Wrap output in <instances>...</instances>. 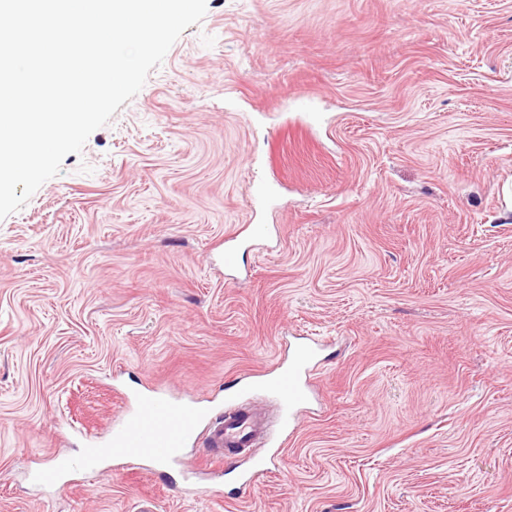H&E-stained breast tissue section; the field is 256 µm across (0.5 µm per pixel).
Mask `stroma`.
Wrapping results in <instances>:
<instances>
[{"instance_id":"obj_1","label":"stroma","mask_w":512,"mask_h":512,"mask_svg":"<svg viewBox=\"0 0 512 512\" xmlns=\"http://www.w3.org/2000/svg\"><path fill=\"white\" fill-rule=\"evenodd\" d=\"M301 336L322 408L253 489L229 466L219 497L173 492L176 466L33 483L105 445L118 392L217 411ZM145 499L512 512V0H207L0 220V512Z\"/></svg>"}]
</instances>
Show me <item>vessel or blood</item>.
Instances as JSON below:
<instances>
[{
	"label": "vessel or blood",
	"mask_w": 512,
	"mask_h": 512,
	"mask_svg": "<svg viewBox=\"0 0 512 512\" xmlns=\"http://www.w3.org/2000/svg\"><path fill=\"white\" fill-rule=\"evenodd\" d=\"M315 341L298 343L287 363L276 374L263 378L260 388L279 407L283 428L294 426L299 411L313 396L311 376L316 368ZM239 394L224 395V414L208 419L203 408L176 403L159 392L137 396L125 406L121 419L110 429L109 448L112 456L168 467L182 463L186 450L200 436L201 425H208L207 451L214 463L239 458L250 448L268 441V422L262 414L240 408ZM101 461L94 456L53 455L48 466L39 470L34 480L39 486L61 488L72 474L97 471Z\"/></svg>",
	"instance_id": "1"
}]
</instances>
